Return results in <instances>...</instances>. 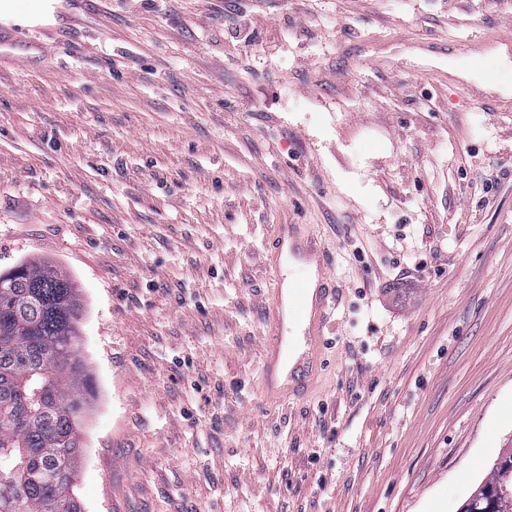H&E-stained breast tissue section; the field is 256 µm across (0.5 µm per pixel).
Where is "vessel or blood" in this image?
<instances>
[{"instance_id":"vessel-or-blood-1","label":"vessel or blood","mask_w":512,"mask_h":512,"mask_svg":"<svg viewBox=\"0 0 512 512\" xmlns=\"http://www.w3.org/2000/svg\"><path fill=\"white\" fill-rule=\"evenodd\" d=\"M268 252L274 275L267 293L261 376L265 401L278 405L305 396L318 374L337 288L326 249L305 238L299 225H279L268 241ZM285 261L300 263L314 274L284 280L281 264Z\"/></svg>"}]
</instances>
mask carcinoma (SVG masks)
Instances as JSON below:
<instances>
[{
    "label": "carcinoma",
    "mask_w": 512,
    "mask_h": 512,
    "mask_svg": "<svg viewBox=\"0 0 512 512\" xmlns=\"http://www.w3.org/2000/svg\"><path fill=\"white\" fill-rule=\"evenodd\" d=\"M81 311L57 266L30 260L0 274V512H81L73 488L93 397ZM460 512H512V443Z\"/></svg>",
    "instance_id": "1"
}]
</instances>
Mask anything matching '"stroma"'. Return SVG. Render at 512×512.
<instances>
[{
    "label": "stroma",
    "instance_id": "35a3bbf8",
    "mask_svg": "<svg viewBox=\"0 0 512 512\" xmlns=\"http://www.w3.org/2000/svg\"><path fill=\"white\" fill-rule=\"evenodd\" d=\"M242 2L0 16V273L79 287L82 510L460 512L512 441V112L429 86L512 0ZM280 224L338 291L316 388L274 406Z\"/></svg>",
    "mask_w": 512,
    "mask_h": 512
}]
</instances>
